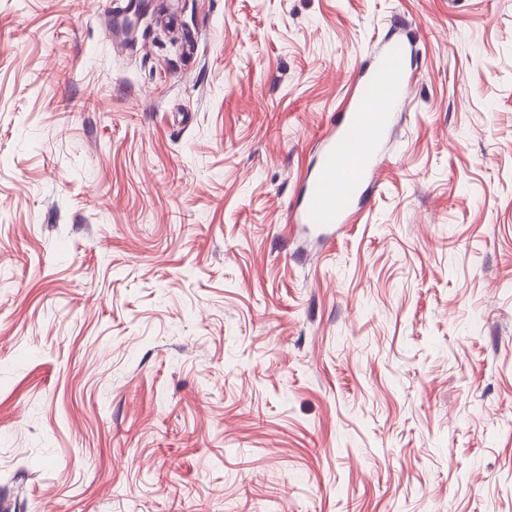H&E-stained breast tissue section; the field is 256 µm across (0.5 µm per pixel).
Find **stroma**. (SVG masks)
Instances as JSON below:
<instances>
[{
	"label": "stroma",
	"mask_w": 512,
	"mask_h": 512,
	"mask_svg": "<svg viewBox=\"0 0 512 512\" xmlns=\"http://www.w3.org/2000/svg\"><path fill=\"white\" fill-rule=\"evenodd\" d=\"M355 222L291 212L355 71ZM13 512H512V0H0ZM404 51L395 43L358 69L343 118L322 141L293 223L326 230L357 217L364 194L376 184L379 148L391 137L410 84Z\"/></svg>",
	"instance_id": "35a3bbf8"
}]
</instances>
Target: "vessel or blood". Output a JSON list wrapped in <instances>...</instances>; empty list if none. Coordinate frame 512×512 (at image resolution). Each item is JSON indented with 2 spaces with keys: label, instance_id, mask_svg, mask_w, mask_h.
Masks as SVG:
<instances>
[{
  "label": "vessel or blood",
  "instance_id": "1",
  "mask_svg": "<svg viewBox=\"0 0 512 512\" xmlns=\"http://www.w3.org/2000/svg\"><path fill=\"white\" fill-rule=\"evenodd\" d=\"M405 48L396 43L362 64L341 122L323 139L314 172L291 220L326 230L353 222L378 174L379 148L396 125V110L410 84Z\"/></svg>",
  "mask_w": 512,
  "mask_h": 512
}]
</instances>
